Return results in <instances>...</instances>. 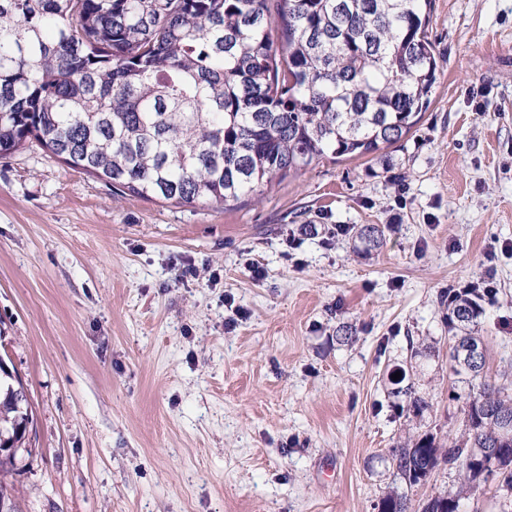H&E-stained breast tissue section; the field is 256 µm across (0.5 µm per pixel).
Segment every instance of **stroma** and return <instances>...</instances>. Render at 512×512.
<instances>
[{
	"label": "stroma",
	"instance_id": "35a3bbf8",
	"mask_svg": "<svg viewBox=\"0 0 512 512\" xmlns=\"http://www.w3.org/2000/svg\"><path fill=\"white\" fill-rule=\"evenodd\" d=\"M427 35L442 71L410 135L228 206L122 193L36 145L0 158V354L33 416L21 512L456 495L459 469L412 486L392 451L463 431L448 284L491 278L476 331L512 382V0H434Z\"/></svg>",
	"mask_w": 512,
	"mask_h": 512
}]
</instances>
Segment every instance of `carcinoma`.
I'll return each mask as SVG.
<instances>
[{
  "label": "carcinoma",
  "instance_id": "cac0c4a2",
  "mask_svg": "<svg viewBox=\"0 0 512 512\" xmlns=\"http://www.w3.org/2000/svg\"><path fill=\"white\" fill-rule=\"evenodd\" d=\"M432 0H0V156L31 142L123 193L239 202L325 158L374 155L426 112L440 71ZM483 299L448 303L449 357L469 376L465 431L392 450L417 485L440 460L512 492V396L462 349ZM22 382L0 373V438L26 442ZM0 451V505L18 512ZM431 499L424 512H456Z\"/></svg>",
  "mask_w": 512,
  "mask_h": 512
}]
</instances>
